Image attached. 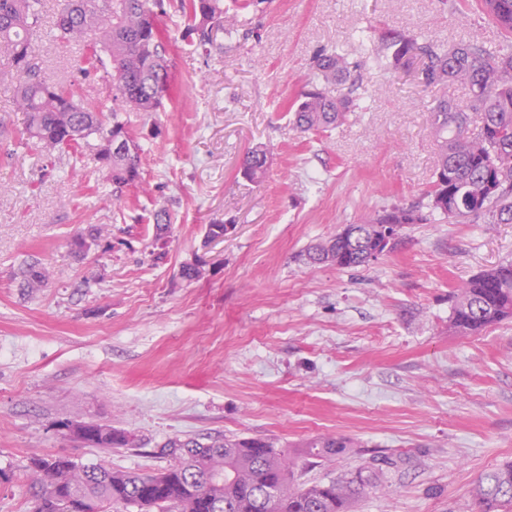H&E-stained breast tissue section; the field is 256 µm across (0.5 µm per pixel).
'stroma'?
Segmentation results:
<instances>
[{
  "instance_id": "35a3bbf8",
  "label": "stroma",
  "mask_w": 512,
  "mask_h": 512,
  "mask_svg": "<svg viewBox=\"0 0 512 512\" xmlns=\"http://www.w3.org/2000/svg\"><path fill=\"white\" fill-rule=\"evenodd\" d=\"M58 0H45L35 41L43 75L78 83L112 109V90L83 75L85 43L56 39ZM210 55L163 21L173 85L163 109L125 112L142 148L141 180L115 199L93 159L48 165L12 148L27 122L0 87V512H29L32 457L155 472L175 437H272L290 448L321 435L351 438L327 480L370 458L395 463L356 512H475L479 479L512 460V321L471 335L448 330L456 286L512 262V223L434 216L368 266L313 267L307 247L391 205L421 202L437 165L434 100L478 123L466 86L425 87L416 74L364 68L361 112L330 131L294 129L283 103L303 89L320 50L362 58L369 38L396 29L443 47L508 43L476 0H224ZM270 151L262 183L242 174L252 147ZM172 228L156 260L153 214ZM228 224L205 242L207 224ZM111 250L75 254L88 225ZM205 274L180 279L181 266ZM44 268L30 295L18 273ZM73 417L134 432L109 454L70 440Z\"/></svg>"
}]
</instances>
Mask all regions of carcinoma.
<instances>
[{
	"mask_svg": "<svg viewBox=\"0 0 512 512\" xmlns=\"http://www.w3.org/2000/svg\"><path fill=\"white\" fill-rule=\"evenodd\" d=\"M478 5L512 40V0H478ZM43 0H0V85L12 88L18 110L27 114L16 144H32L51 157L76 152L95 140L99 169L112 182V195L140 178V145L119 117L121 112H157L168 95L171 60L163 39L167 0H65L57 20V36L76 41L95 35L94 51L106 54L112 66V112L106 114L81 88L50 82L35 61L34 39L42 19ZM189 22L194 46L208 53L213 28L224 19V0H179ZM372 62L383 70L409 71L420 65L424 86L458 82L467 86L482 112L472 125L467 114L448 99L435 102L432 135L439 159L426 191L427 208L455 223L482 217L488 224L512 222V52L494 53L478 43L444 49L426 39L396 30L378 34ZM364 65L341 51L313 57L309 88L289 104L293 123L302 132L326 131L359 111V98L336 97L329 87L358 79ZM267 150L257 146L243 161L246 178L262 181L268 171ZM427 216L414 206L393 205L351 225L355 235L336 233L307 249V263L352 269L368 265L370 243L383 224H423ZM23 287L34 293L47 287L45 271L30 264L21 271ZM512 319V263L483 271L455 294L449 329L466 335ZM59 427L76 440L105 451L138 446L135 435L109 424L64 419ZM353 442L321 436L288 450L268 438L195 437L166 443L169 465L158 473H136L97 465H80L66 456L46 455L30 461L34 489L31 512H69L77 496L92 512H118L137 506L156 512H353L378 475L361 468L326 482H299L295 470L310 460L333 462ZM479 512H512V461L478 481Z\"/></svg>",
	"mask_w": 512,
	"mask_h": 512,
	"instance_id": "obj_1",
	"label": "carcinoma"
}]
</instances>
